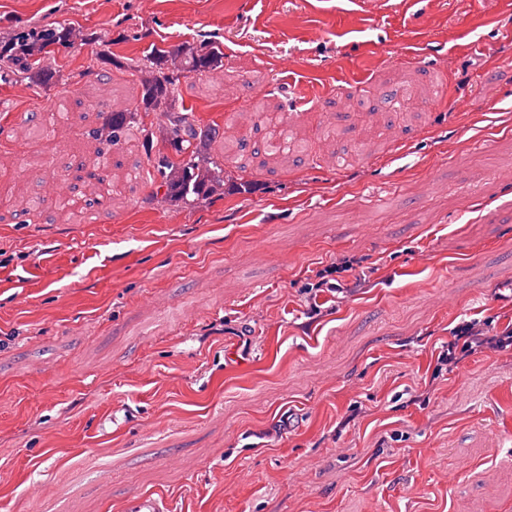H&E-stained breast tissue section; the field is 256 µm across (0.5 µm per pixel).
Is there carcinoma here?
<instances>
[{"instance_id":"obj_1","label":"carcinoma","mask_w":512,"mask_h":512,"mask_svg":"<svg viewBox=\"0 0 512 512\" xmlns=\"http://www.w3.org/2000/svg\"><path fill=\"white\" fill-rule=\"evenodd\" d=\"M67 45L68 33L62 24H34L17 31L0 46V81H26L43 89L58 84L62 76L55 50ZM223 59L221 42L203 39L186 54L185 72L201 76L222 66ZM128 67L149 70L151 80L143 86L138 104L112 112L105 126L92 130L105 142L94 162L100 163L112 154V147L136 135L152 168L150 177L157 184L156 190L192 206L208 194L209 183L224 180V162L202 148L213 138L212 129L201 128L192 113L177 105L181 74L166 66L164 50L155 48ZM161 107L168 112V123L155 130L144 123V114Z\"/></svg>"}]
</instances>
